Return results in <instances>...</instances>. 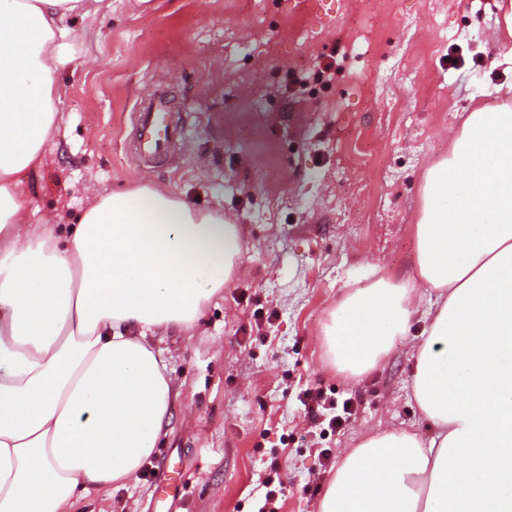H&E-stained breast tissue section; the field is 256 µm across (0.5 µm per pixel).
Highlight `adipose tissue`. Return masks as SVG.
Here are the masks:
<instances>
[{
  "instance_id": "ef3b65f1",
  "label": "adipose tissue",
  "mask_w": 512,
  "mask_h": 512,
  "mask_svg": "<svg viewBox=\"0 0 512 512\" xmlns=\"http://www.w3.org/2000/svg\"><path fill=\"white\" fill-rule=\"evenodd\" d=\"M83 0H0V512H63L136 478L176 398L160 328L195 325L242 253L240 225L149 184L18 240L21 177L42 164ZM437 290L413 390L432 426L368 436L318 512H512V108L470 112L431 167L414 228ZM412 314L378 279L324 328L340 369L374 366Z\"/></svg>"
}]
</instances>
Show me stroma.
<instances>
[{"mask_svg": "<svg viewBox=\"0 0 512 512\" xmlns=\"http://www.w3.org/2000/svg\"><path fill=\"white\" fill-rule=\"evenodd\" d=\"M512 0H86L61 27L57 129L22 179L27 237L70 224L98 195L166 188L240 224L238 273L189 331L155 339L179 398L138 479L66 512H318L367 435L431 426L412 394L431 292L414 226L426 170L467 114L512 106ZM465 60L448 63L449 52ZM336 61L328 85L292 79ZM167 96L187 141L141 158V99ZM385 277L418 288L406 336L369 372H340L322 333L348 294ZM357 413L331 433L305 389Z\"/></svg>", "mask_w": 512, "mask_h": 512, "instance_id": "1", "label": "stroma"}]
</instances>
